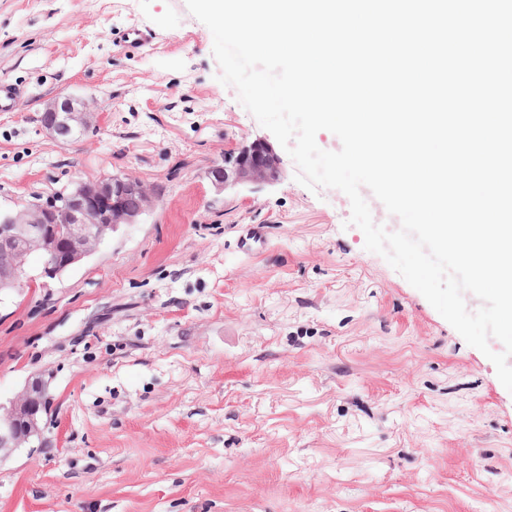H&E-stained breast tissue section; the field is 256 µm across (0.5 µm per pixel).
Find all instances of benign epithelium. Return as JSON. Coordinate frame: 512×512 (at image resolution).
I'll use <instances>...</instances> for the list:
<instances>
[{
  "instance_id": "7a95c632",
  "label": "benign epithelium",
  "mask_w": 512,
  "mask_h": 512,
  "mask_svg": "<svg viewBox=\"0 0 512 512\" xmlns=\"http://www.w3.org/2000/svg\"><path fill=\"white\" fill-rule=\"evenodd\" d=\"M94 114L84 100L66 96L49 103L42 116L44 131L55 141L77 139L92 124ZM209 175L219 189L258 191L282 178L280 160L262 140L243 145L237 154L224 158V165ZM138 199L130 210L125 200ZM154 206V198L137 179L113 174L96 180L78 181L45 203L33 202L15 213L0 212V263L11 277L0 280L3 288L23 285L28 257H41V277L54 280L94 254L100 245L125 224H136ZM48 399V381L29 379L21 392L0 402V460L41 436V403Z\"/></svg>"
}]
</instances>
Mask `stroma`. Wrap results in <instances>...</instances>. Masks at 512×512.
I'll list each match as a JSON object with an SVG mask.
<instances>
[{"instance_id":"obj_1","label":"stroma","mask_w":512,"mask_h":512,"mask_svg":"<svg viewBox=\"0 0 512 512\" xmlns=\"http://www.w3.org/2000/svg\"><path fill=\"white\" fill-rule=\"evenodd\" d=\"M156 31L126 53L119 33ZM185 0H0V211L125 174L156 202L90 257L0 292V400L48 382L40 441L0 460V512H512V393L350 225L283 178L211 166L274 142L220 83ZM97 119L60 145L51 100ZM209 175L224 193L241 189L255 192L279 183L282 170L273 149L262 140H254L243 145L236 155L224 157V166H215Z\"/></svg>"}]
</instances>
